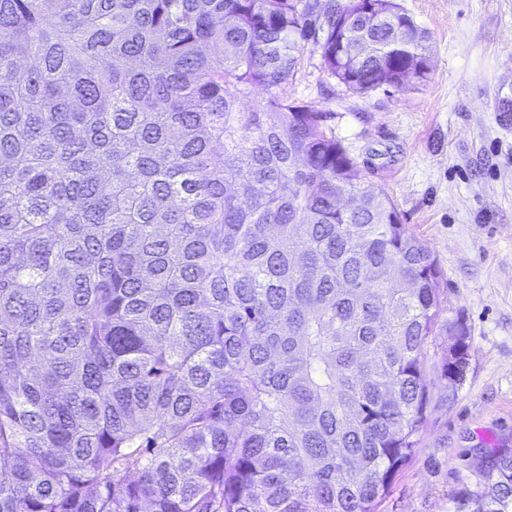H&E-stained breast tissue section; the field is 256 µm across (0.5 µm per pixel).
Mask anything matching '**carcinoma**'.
Instances as JSON below:
<instances>
[{"label":"carcinoma","mask_w":512,"mask_h":512,"mask_svg":"<svg viewBox=\"0 0 512 512\" xmlns=\"http://www.w3.org/2000/svg\"><path fill=\"white\" fill-rule=\"evenodd\" d=\"M362 10L0 0V512H376L415 459L467 325L279 93L311 42L356 94L425 78L429 32ZM471 476L455 512H512L511 451Z\"/></svg>","instance_id":"carcinoma-1"}]
</instances>
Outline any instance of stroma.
<instances>
[{"instance_id":"35a3bbf8","label":"stroma","mask_w":512,"mask_h":512,"mask_svg":"<svg viewBox=\"0 0 512 512\" xmlns=\"http://www.w3.org/2000/svg\"><path fill=\"white\" fill-rule=\"evenodd\" d=\"M432 39L406 88L346 91L308 45L280 93L324 126L383 188L442 269L469 328L466 380L434 407L414 461L378 512H453L481 453L512 448V0H398Z\"/></svg>"}]
</instances>
